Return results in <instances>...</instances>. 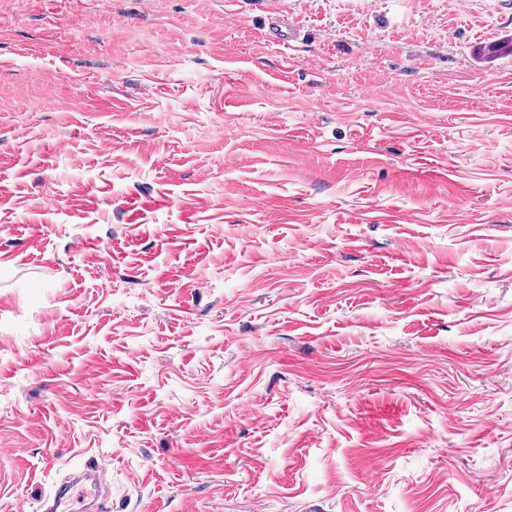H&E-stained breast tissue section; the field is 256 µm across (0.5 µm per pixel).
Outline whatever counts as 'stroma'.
Wrapping results in <instances>:
<instances>
[{
    "label": "stroma",
    "mask_w": 512,
    "mask_h": 512,
    "mask_svg": "<svg viewBox=\"0 0 512 512\" xmlns=\"http://www.w3.org/2000/svg\"><path fill=\"white\" fill-rule=\"evenodd\" d=\"M0 0V512H512V0ZM264 12L270 19L269 36L279 44L288 48L299 40L296 26L289 22L292 11L288 7V1L265 0ZM80 478L90 481L96 498L100 497L101 490H105L109 486V481L106 477V468L96 458L89 459L85 464L80 476L74 480H68L66 483L61 484L53 494V506L47 509L48 512H71V496L70 491Z\"/></svg>",
    "instance_id": "obj_1"
}]
</instances>
